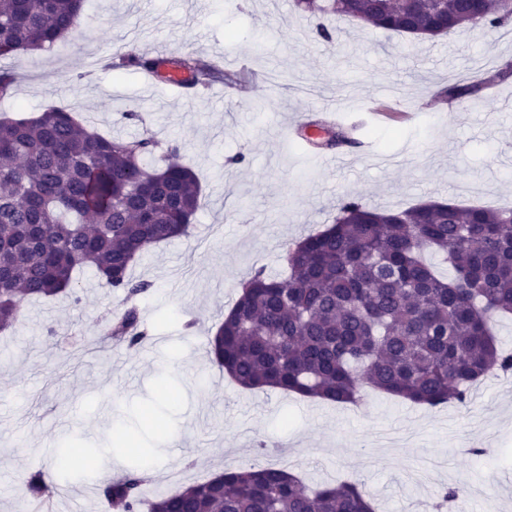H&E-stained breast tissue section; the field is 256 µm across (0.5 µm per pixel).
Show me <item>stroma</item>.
<instances>
[{
    "label": "stroma",
    "instance_id": "obj_1",
    "mask_svg": "<svg viewBox=\"0 0 512 512\" xmlns=\"http://www.w3.org/2000/svg\"><path fill=\"white\" fill-rule=\"evenodd\" d=\"M318 24L294 0H86L77 34L0 60L21 75L0 113L56 105L108 138L152 132L179 148L202 186L190 236L151 248L132 270L151 285L137 302L151 331L144 343L104 337L126 302L89 271L76 298L26 304L0 332V512H15L36 464L56 485L47 512H103L99 488L113 460L127 467L141 455L156 472L148 498L259 465L313 485L357 478L381 512H424L451 484L469 488L466 512H512V375L477 382L466 405L430 409L369 389L355 407L244 390L211 360L209 338L241 280L282 270L287 244L332 223L341 198L384 209L512 206V111L500 102L512 77L484 91L481 115L457 111L445 94L475 70L512 63V39L464 28L416 40L339 19L326 42ZM132 46L220 61L226 78L180 97L140 69H106ZM386 93L414 105L416 120L362 121L372 156L345 169L277 134L318 100L367 109ZM116 424L129 433L122 450ZM69 440L100 467L63 472Z\"/></svg>",
    "mask_w": 512,
    "mask_h": 512
}]
</instances>
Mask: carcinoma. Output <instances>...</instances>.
<instances>
[{"label": "carcinoma", "mask_w": 512, "mask_h": 512, "mask_svg": "<svg viewBox=\"0 0 512 512\" xmlns=\"http://www.w3.org/2000/svg\"><path fill=\"white\" fill-rule=\"evenodd\" d=\"M84 0H0V58L49 50L76 30ZM303 12L350 18L419 38L479 23L512 20L494 0H296ZM155 71L130 52L122 64ZM171 64L206 86L218 69L189 56ZM448 88L479 98L496 79ZM200 181L179 148L161 151L151 134L106 138L80 116L51 107L0 118V330L16 325L24 303L56 298L87 269L131 305L104 334L138 346L148 329L134 301L149 284L131 269L151 247L191 233ZM442 257L440 275L425 252ZM285 274L259 269L242 283L210 337L213 361L245 389L356 404L374 390L435 408L469 402L472 386L512 370L490 328L512 316V208L427 202L379 210L346 197L332 224L286 249ZM134 470L103 484L116 512H375L353 481L310 486L278 468L227 469L219 476L144 497ZM33 467L19 508L53 497Z\"/></svg>", "instance_id": "obj_1"}]
</instances>
